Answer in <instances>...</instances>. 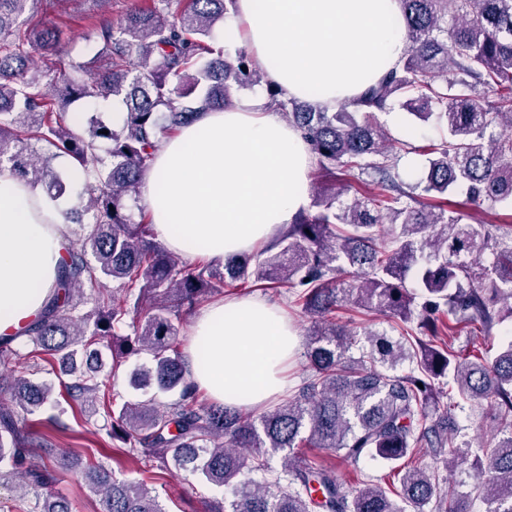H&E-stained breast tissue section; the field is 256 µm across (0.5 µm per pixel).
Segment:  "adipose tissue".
Returning <instances> with one entry per match:
<instances>
[{
    "label": "adipose tissue",
    "mask_w": 512,
    "mask_h": 512,
    "mask_svg": "<svg viewBox=\"0 0 512 512\" xmlns=\"http://www.w3.org/2000/svg\"><path fill=\"white\" fill-rule=\"evenodd\" d=\"M245 42L266 81L331 111L401 66L407 31L397 0H236L226 32ZM315 156L267 98L200 113L164 141L142 178L138 206L157 241L192 260L254 251L310 202ZM64 206L0 175V335L34 318L68 244ZM300 338L261 298H231L191 317L185 358L197 388L229 407L257 409L288 387Z\"/></svg>",
    "instance_id": "obj_1"
}]
</instances>
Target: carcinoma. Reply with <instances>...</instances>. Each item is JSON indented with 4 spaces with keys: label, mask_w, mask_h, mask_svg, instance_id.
Returning <instances> with one entry per match:
<instances>
[{
    "label": "carcinoma",
    "mask_w": 512,
    "mask_h": 512,
    "mask_svg": "<svg viewBox=\"0 0 512 512\" xmlns=\"http://www.w3.org/2000/svg\"><path fill=\"white\" fill-rule=\"evenodd\" d=\"M42 2L0 0V174L54 200L65 192L56 158L69 157L93 180L86 203L67 212L82 234L61 256L43 308L20 330L30 349L0 338V393L9 396L0 405V484L18 483L22 512H70L53 487L74 462L27 454L37 425L31 416L51 401L60 414L44 424L56 431L67 429L63 402L88 417L104 410L109 438L148 474L118 479L105 464H88L82 474L102 512H167L149 483L172 468L224 490L209 512H471L470 496L443 492L434 472L412 458L426 448L450 472L467 463L461 428L448 427V416L480 399L493 402L504 430L470 463L473 493L487 512H512V336L496 354L473 359L452 343L464 332L489 336L512 320V0H398L405 60L351 109L317 110L269 88L315 154L320 211L297 215L270 247L231 258L222 271L162 249L126 201L163 139L262 81L246 50L229 54L209 43L234 0H160L163 9L129 10L100 27L95 67L60 59L56 26H23L20 18ZM36 55L58 58L45 84L29 73ZM482 88L503 94L489 103ZM109 96L123 105L120 125L96 117L85 126L67 123V106ZM396 100L409 116L447 132L440 147L428 148L427 202L398 180V156L375 121ZM356 169L373 180L356 177ZM352 189L357 196L349 200ZM455 192L465 195L460 206L499 204L495 232L448 210ZM383 224L393 228L386 248L379 246ZM102 281L112 292L85 293V284ZM249 284L288 289L314 322L299 388L258 414L198 399L173 323L180 310ZM343 307L378 311L405 328L396 340L359 333L336 323ZM128 323L132 333L124 335ZM105 350L113 372L133 355H151L152 366L133 370L130 384L176 390L179 400L164 411L152 398L114 409ZM44 363L67 377L60 391L16 369ZM446 376L454 383L448 393L439 386ZM443 396L445 417L435 419ZM302 448L329 450L354 466L367 456L379 460L398 485L346 488L333 468L302 457ZM274 454L278 469L269 466Z\"/></svg>",
    "instance_id": "carcinoma-1"
}]
</instances>
